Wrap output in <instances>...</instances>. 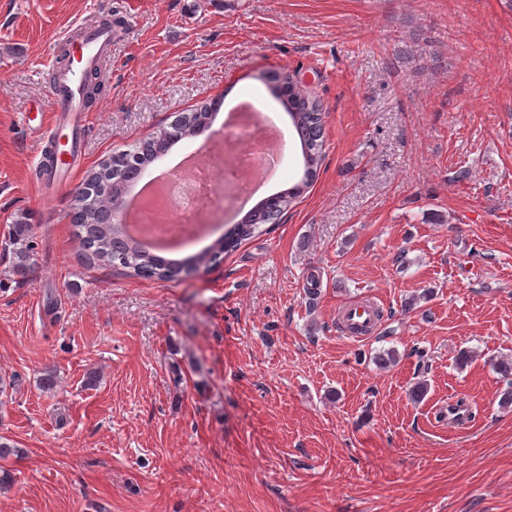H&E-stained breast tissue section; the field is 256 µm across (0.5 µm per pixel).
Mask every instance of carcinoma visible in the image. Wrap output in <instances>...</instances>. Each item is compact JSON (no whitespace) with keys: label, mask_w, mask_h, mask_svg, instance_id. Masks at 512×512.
Returning <instances> with one entry per match:
<instances>
[{"label":"carcinoma","mask_w":512,"mask_h":512,"mask_svg":"<svg viewBox=\"0 0 512 512\" xmlns=\"http://www.w3.org/2000/svg\"><path fill=\"white\" fill-rule=\"evenodd\" d=\"M221 107V100L188 110V116L179 120L181 136L192 137L211 123ZM288 113L304 159V172L297 188L306 189L315 180L324 159L322 107L316 98L302 89L288 94L282 103ZM174 145L167 139L165 128L133 146L115 153L91 171L85 179L86 190L79 193L75 215V234L89 257L100 264L122 268L139 278L164 282H178L196 272L203 263L217 265L251 238L262 224H272L298 198L286 189L274 194L252 210L237 224L224 225V236L214 240L202 253L181 258L158 256L144 249L125 235L124 225L101 222L102 213L111 204L121 202L145 168L160 155L159 147ZM12 246L11 273L21 281H28L34 270V244L28 224H16L10 237ZM496 370L508 383L503 403L512 404V359L505 357L496 363Z\"/></svg>","instance_id":"obj_1"}]
</instances>
